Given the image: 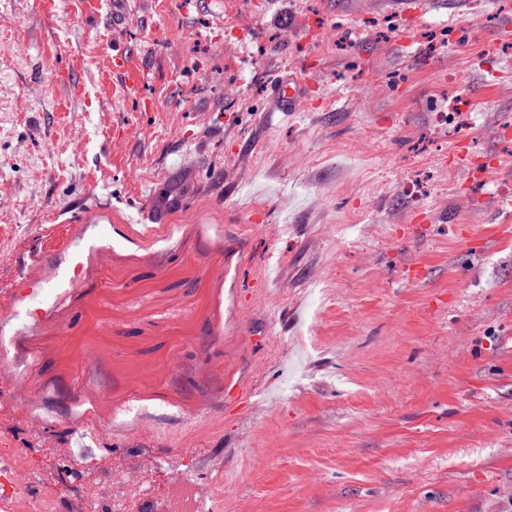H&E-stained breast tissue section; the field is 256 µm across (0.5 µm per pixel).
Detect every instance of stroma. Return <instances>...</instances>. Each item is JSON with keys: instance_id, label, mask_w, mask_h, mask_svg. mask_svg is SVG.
<instances>
[{"instance_id": "obj_1", "label": "stroma", "mask_w": 512, "mask_h": 512, "mask_svg": "<svg viewBox=\"0 0 512 512\" xmlns=\"http://www.w3.org/2000/svg\"><path fill=\"white\" fill-rule=\"evenodd\" d=\"M509 19L0 0V462L29 498L84 512L126 470L130 512L183 485L512 512ZM304 97L303 83L297 76H291L277 90L278 112H294L298 101Z\"/></svg>"}]
</instances>
